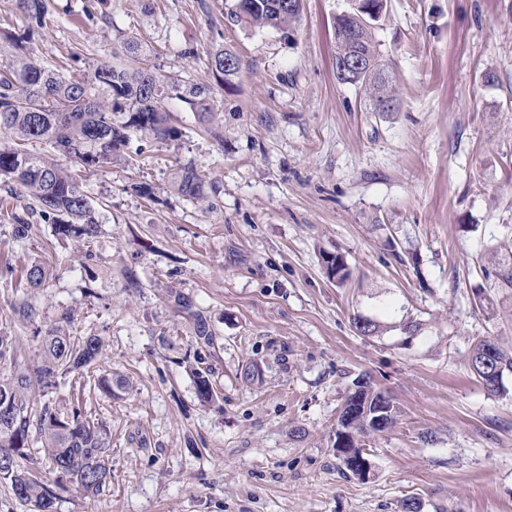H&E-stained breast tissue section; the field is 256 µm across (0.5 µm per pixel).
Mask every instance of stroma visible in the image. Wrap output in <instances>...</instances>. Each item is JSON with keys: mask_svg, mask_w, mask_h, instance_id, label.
Here are the masks:
<instances>
[{"mask_svg": "<svg viewBox=\"0 0 512 512\" xmlns=\"http://www.w3.org/2000/svg\"><path fill=\"white\" fill-rule=\"evenodd\" d=\"M91 2L56 0L32 45L41 65L58 68L75 46L114 62L134 35L144 68L213 87L214 118L204 132L166 100L180 140L134 133L125 160L82 172L102 220L92 262L45 222L16 240L13 217L30 199L0 181V328L31 354L34 330L70 312L72 335L103 341L87 379L129 385L117 398L86 394L85 412L111 433L110 476L93 497L68 486L54 512H400L407 496L422 512H512V373L494 394L468 366L477 338L512 345V297L493 312L474 297L490 284L487 245L512 232V0H386L375 35L402 101L391 114L336 79L335 18L352 0H302L287 37L229 25L233 0H111L93 20ZM220 46L243 63L224 89L210 68ZM188 164L217 194L177 193ZM334 251L351 271L340 286L322 267ZM37 260L54 276L24 287ZM175 291L215 348L198 352ZM22 301L34 324L15 316ZM358 315L386 331L357 335ZM361 373L399 411L367 444L365 482L339 472L334 448L345 387ZM174 302L179 309L186 311L193 318L194 333L197 338V344L201 347H214L217 343V336L211 330L207 321L199 314L191 311L193 304L191 299L180 293L174 294Z\"/></svg>", "mask_w": 512, "mask_h": 512, "instance_id": "obj_1", "label": "stroma"}]
</instances>
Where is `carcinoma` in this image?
I'll list each match as a JSON object with an SVG mask.
<instances>
[{
  "label": "carcinoma",
  "mask_w": 512,
  "mask_h": 512,
  "mask_svg": "<svg viewBox=\"0 0 512 512\" xmlns=\"http://www.w3.org/2000/svg\"><path fill=\"white\" fill-rule=\"evenodd\" d=\"M301 2L234 0L226 20L247 30L285 33L298 20ZM384 7V0H355L349 10L336 16V79L360 89L369 98L372 111H377L375 101L384 97L394 103L391 111L396 112L400 107L396 84L373 32ZM14 9L22 18V26L0 29V57L7 61L0 67V133L5 135L0 141V178L25 188L32 200L28 213L14 216V235L19 239L31 236L36 225L29 222V216L37 214L54 224L57 234L86 247L85 258L90 260L93 254L89 247L100 234L101 222L68 163L74 161L96 170L112 167L121 158L132 130L157 140L176 141L182 130L163 110L164 101L173 97L181 100L205 124L213 118V91L207 85L171 81L139 67L144 46L132 35L122 41V63L98 61L78 76L48 70L31 55V45L48 28L51 0H14ZM210 66L222 83L231 86L242 61L236 52L219 47L211 56ZM34 141L51 143L55 155L28 151L26 145ZM175 187L186 198L205 197L204 182L192 166L180 169ZM484 259V272L494 277V287L512 294V235L488 247ZM324 263L328 277L336 284L349 279L350 271L341 254H326ZM51 274L48 266L34 263L24 273L25 284L39 288ZM174 302L193 318L197 344L214 346L217 336L200 314L192 312L191 299L176 293ZM71 323L70 313H62L41 337L32 357L25 356L15 338L0 330V411H9V419L0 418V457L13 459L12 466L0 468V481L8 483L14 497L34 507L35 512H53L55 494L38 479L41 462L27 458L34 433L44 437L50 467L83 495L99 494L110 476V471L97 465V459L109 450L108 429L85 415L84 389L72 393L63 406L50 400L38 404L30 398L29 389L34 384L46 396L57 387L58 378L83 377L84 368L100 354L102 340L67 334L66 326ZM353 328L361 336H377L380 322L357 316ZM484 359L492 367L512 373V349L483 337L470 352L469 364L476 380L490 393L502 392L503 382L483 372ZM209 375L208 367L196 369L197 392L204 402L214 396ZM94 387L114 396L126 390L127 382L119 376H103ZM396 418L392 398L370 378L358 376L340 405L335 447L354 448L367 458L365 440L391 429Z\"/></svg>",
  "instance_id": "1"
}]
</instances>
